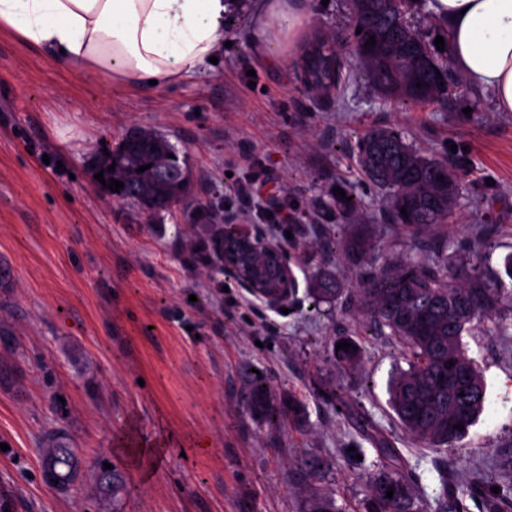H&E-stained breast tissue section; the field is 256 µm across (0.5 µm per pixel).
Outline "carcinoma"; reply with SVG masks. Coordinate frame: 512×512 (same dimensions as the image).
<instances>
[{
	"instance_id": "cac0c4a2",
	"label": "carcinoma",
	"mask_w": 512,
	"mask_h": 512,
	"mask_svg": "<svg viewBox=\"0 0 512 512\" xmlns=\"http://www.w3.org/2000/svg\"><path fill=\"white\" fill-rule=\"evenodd\" d=\"M413 0H352L355 26L353 55L349 59L324 33L315 34L303 47L299 63L301 82L325 96L338 97L350 84L353 65H358L371 86L385 99L435 103L445 108L454 88L448 62L417 33L407 20ZM374 52L362 56L370 37ZM426 54L429 70L424 75L427 91L409 89L407 78L412 58ZM362 172L370 184L386 191L390 199L389 219L406 232L419 237L430 228L445 224L459 195L460 182L446 160L426 158L393 129L372 128L357 143ZM105 182L118 180L123 188L103 191L116 201H133L142 211L154 214L171 210L182 201L189 187L186 164L179 162V150L169 135L158 128L138 126L124 134L109 154L96 158ZM115 169L108 170L109 166ZM149 169L140 172L141 166ZM339 217L352 224L363 210L361 198H336ZM406 209L407 215L401 214ZM369 233L356 225L345 241L344 251L352 263L362 262L368 252ZM448 240L425 238L419 253L369 272L357 289L361 309L386 327L407 348L408 369L398 372L389 386V406L400 429L420 448L451 450L476 423L486 404V384L476 360L464 348L462 337L491 322L506 331L512 326L503 314L504 299L512 302V254L504 259V275L490 277L482 257H471L460 273L448 264ZM348 294L336 276L319 275L307 297L313 311ZM339 341L351 343L348 350H333L335 364L344 370L357 368L362 349L350 336ZM454 365H449V362ZM325 398L339 414L354 423L356 430L376 451L374 471L369 475L362 512H428L427 501L414 491L416 472L397 446V436L376 424L347 395L331 385ZM244 400L250 416L265 423L286 416L295 422L306 418L304 405L293 397H276L263 378L249 377ZM464 429H458V426ZM74 457L67 445L50 448L44 455V471ZM298 466L319 478L331 462L318 454H305ZM393 496L386 497L387 491ZM301 512H348L329 494L316 493L304 501Z\"/></svg>"
}]
</instances>
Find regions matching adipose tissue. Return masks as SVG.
<instances>
[{
  "instance_id": "ef3b65f1",
  "label": "adipose tissue",
  "mask_w": 512,
  "mask_h": 512,
  "mask_svg": "<svg viewBox=\"0 0 512 512\" xmlns=\"http://www.w3.org/2000/svg\"><path fill=\"white\" fill-rule=\"evenodd\" d=\"M232 0H0V30L62 71L82 78L169 87L224 45ZM448 29L452 61L469 84L512 112V0H431ZM308 17L293 0H260L252 46L286 57Z\"/></svg>"
}]
</instances>
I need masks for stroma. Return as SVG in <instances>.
<instances>
[{"mask_svg":"<svg viewBox=\"0 0 512 512\" xmlns=\"http://www.w3.org/2000/svg\"><path fill=\"white\" fill-rule=\"evenodd\" d=\"M309 30L344 43L351 0H302ZM256 0H237L217 63L160 90L80 82L0 30V512H301L318 488L337 502L363 499L376 454L336 414L322 391L340 387L392 428L387 387L406 368L404 344L380 331L354 297L313 313L306 288L329 270L353 287L343 257L348 225L330 218L333 189L365 203L372 260H399L414 247L388 219L385 191L364 181L356 144L367 129L392 126L422 155L455 163L462 190L449 223L451 266L478 245L488 270L512 253V112L490 92L467 89L447 109L394 105L357 76L340 99L309 90L296 61L268 64L252 50ZM132 125L169 134L190 171L185 205L149 215L109 200L86 164ZM246 144L288 191L303 232L290 247L298 292L270 325L245 323L246 292L219 260L190 271L182 248L210 240L223 223L224 168ZM224 281L217 294L202 278ZM365 349L358 371L331 360L337 337ZM463 343L487 386L485 411L458 451L398 446L416 463V490L437 504L443 487L467 490L482 512L484 476L512 448V334L479 329ZM260 370L272 390L301 399L303 426L254 422L244 374ZM159 439L160 461H137L130 437ZM70 443L72 482L48 483L45 448ZM328 458L318 480L294 463ZM124 474L119 490L99 484L104 465Z\"/></svg>","mask_w":512,"mask_h":512,"instance_id":"1","label":"stroma"}]
</instances>
